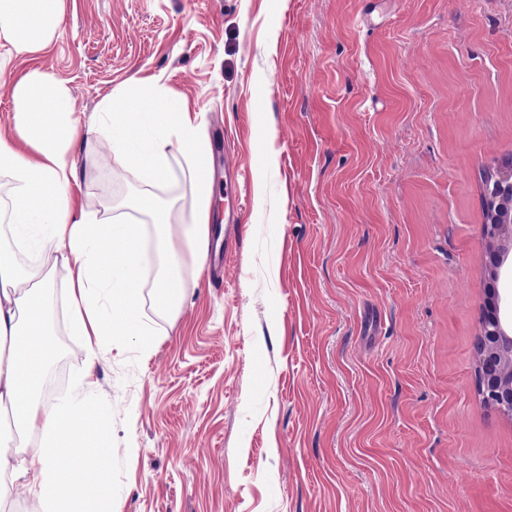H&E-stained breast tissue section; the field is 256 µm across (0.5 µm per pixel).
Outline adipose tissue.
Masks as SVG:
<instances>
[{"label":"adipose tissue","mask_w":512,"mask_h":512,"mask_svg":"<svg viewBox=\"0 0 512 512\" xmlns=\"http://www.w3.org/2000/svg\"><path fill=\"white\" fill-rule=\"evenodd\" d=\"M66 0H0V47L34 55L44 50L63 21ZM150 96L165 104V89L148 83L120 91L102 103L109 147L115 158L130 164L129 144L141 127V114L125 111L127 97ZM14 123L10 134H0V172L15 182V200L9 219L29 231L40 250H51L54 260L69 271L70 319L86 341L87 374L73 391L52 407H43L21 358L22 344L32 335L25 321L37 307L39 288L24 284L12 262L0 255V445L16 447L15 455H0V503L19 489L37 503L36 512H54L53 501L68 481V468L56 456L65 421L78 419L96 391L90 370L115 335L119 322L114 303L125 298L130 283L127 268L112 263L105 252L109 242L126 239L121 217L86 211L74 204L71 190L80 174L72 150L76 142L92 144L95 125H81L74 115L69 89L34 67L13 85ZM148 146L155 167H166L168 149L177 146L195 158L193 177L199 187L190 213L187 242L197 255L209 246L211 200L205 134L199 113L189 104L178 111L150 113Z\"/></svg>","instance_id":"obj_1"}]
</instances>
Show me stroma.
<instances>
[{"mask_svg": "<svg viewBox=\"0 0 512 512\" xmlns=\"http://www.w3.org/2000/svg\"><path fill=\"white\" fill-rule=\"evenodd\" d=\"M38 58L0 48L11 82L39 66L83 123L151 81L199 112L212 223L224 168L245 199L220 278L176 250L184 297L161 305L155 241L188 221L191 155L168 169L75 151L76 202L127 214L111 250L134 277L137 327L94 378L98 456L64 453L70 493L115 512H512V416L484 407L476 343L487 289L480 173L512 157V0H66ZM48 279L62 344L86 368L67 268ZM157 335L143 352V331Z\"/></svg>", "mask_w": 512, "mask_h": 512, "instance_id": "1", "label": "stroma"}]
</instances>
